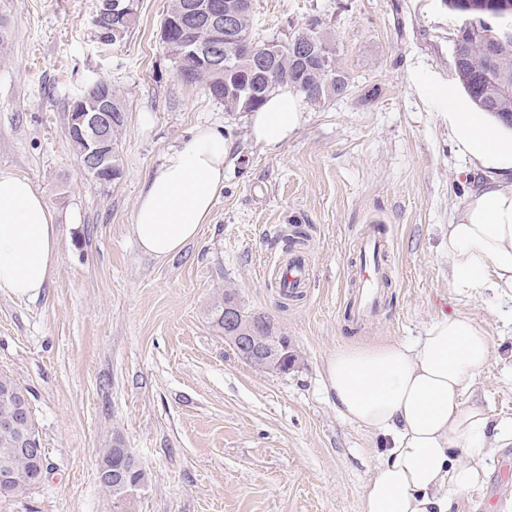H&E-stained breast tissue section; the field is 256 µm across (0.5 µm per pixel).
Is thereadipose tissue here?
Here are the masks:
<instances>
[{
	"instance_id": "ef3b65f1",
	"label": "adipose tissue",
	"mask_w": 512,
	"mask_h": 512,
	"mask_svg": "<svg viewBox=\"0 0 512 512\" xmlns=\"http://www.w3.org/2000/svg\"><path fill=\"white\" fill-rule=\"evenodd\" d=\"M425 96L448 119L457 153L482 174L448 226V286L512 300V127L476 111L454 83L422 81ZM299 92L282 87L249 115L254 140L268 148L300 127ZM230 146L200 127L170 149L142 188L133 233L162 260L196 241L224 185ZM53 210L27 178L0 172V291L35 298L57 270ZM492 351L489 336L460 314L438 316L417 346L384 340L337 346L325 362L327 390L352 422L385 449L360 499V512H451L455 499L484 474L481 440L487 411L464 396Z\"/></svg>"
}]
</instances>
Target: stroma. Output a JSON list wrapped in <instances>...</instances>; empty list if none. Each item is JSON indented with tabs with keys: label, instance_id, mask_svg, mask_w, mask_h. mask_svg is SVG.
<instances>
[{
	"label": "stroma",
	"instance_id": "stroma-1",
	"mask_svg": "<svg viewBox=\"0 0 512 512\" xmlns=\"http://www.w3.org/2000/svg\"><path fill=\"white\" fill-rule=\"evenodd\" d=\"M97 0H0V170L28 178L57 215L58 269L38 298L0 292V370L30 391L48 470L0 512H112L98 481L104 450L129 449L150 477L136 512H359L384 453L340 415L323 382L337 345L416 343L459 312L492 341L467 397L512 421V303L448 286V226L480 177L418 90L454 79L444 0H254L270 39L323 16L351 89L306 106L277 149L243 112L182 81L160 40L168 0H140L120 42L98 43ZM98 81L125 98L123 173L84 174L68 135L74 98ZM198 126L231 150L210 224L155 259L131 229L138 195L169 147ZM381 226L390 285L372 324L348 321L357 244ZM307 234L300 297L274 286L283 239ZM235 292L291 339L288 372L244 361L211 326ZM480 484L452 512H512V439L489 441Z\"/></svg>",
	"mask_w": 512,
	"mask_h": 512
}]
</instances>
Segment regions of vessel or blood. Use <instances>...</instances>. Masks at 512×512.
<instances>
[{
  "mask_svg": "<svg viewBox=\"0 0 512 512\" xmlns=\"http://www.w3.org/2000/svg\"><path fill=\"white\" fill-rule=\"evenodd\" d=\"M385 242L376 231H368L359 243L361 262L357 268L359 287L348 304V315L353 321H361L373 313L380 300V286L383 277L382 265L378 260ZM308 265L300 252L289 254L285 263L277 268V279L281 287L293 290L299 288L307 277Z\"/></svg>",
  "mask_w": 512,
  "mask_h": 512,
  "instance_id": "obj_1",
  "label": "vessel or blood"
}]
</instances>
